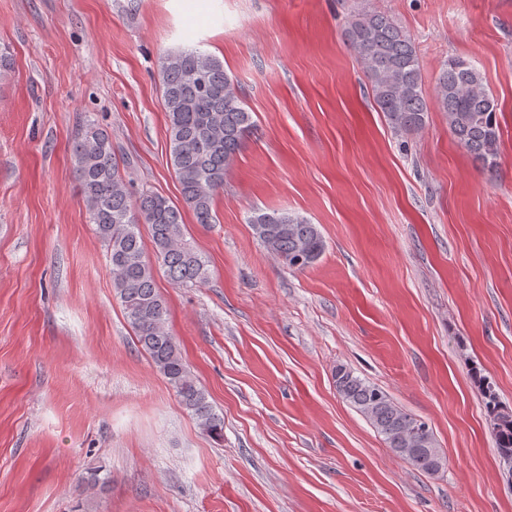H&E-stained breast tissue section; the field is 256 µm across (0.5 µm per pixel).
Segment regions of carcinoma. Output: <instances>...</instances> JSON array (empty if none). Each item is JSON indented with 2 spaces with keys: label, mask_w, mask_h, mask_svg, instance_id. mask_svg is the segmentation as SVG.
Segmentation results:
<instances>
[{
  "label": "carcinoma",
  "mask_w": 512,
  "mask_h": 512,
  "mask_svg": "<svg viewBox=\"0 0 512 512\" xmlns=\"http://www.w3.org/2000/svg\"><path fill=\"white\" fill-rule=\"evenodd\" d=\"M345 36L370 82L375 105L391 127L406 133L422 130L428 104L411 37L388 15L366 11L352 16ZM160 77L181 203L151 190L132 196L108 132L90 124L80 128L73 140V171L89 223L107 249L112 288L137 342L198 427L221 439L224 420L191 375L168 328L167 305L156 288L155 270H164L178 286L207 283L209 269L186 240L182 208L191 210L198 224L215 223V196L224 188V178L254 125L237 81L224 71L218 57L196 49L169 53L161 58ZM435 93L457 142L482 168L497 167V103L476 65L449 59L439 72ZM142 224L154 246L152 261L145 257ZM248 224L262 246L291 269L313 265L325 251L318 227L287 210L255 211ZM334 379L343 399L409 466L432 475L443 467L433 432L424 428V421L344 365L336 367ZM479 382L493 417L499 454L512 456V412L499 403L486 379Z\"/></svg>",
  "instance_id": "cac0c4a2"
}]
</instances>
